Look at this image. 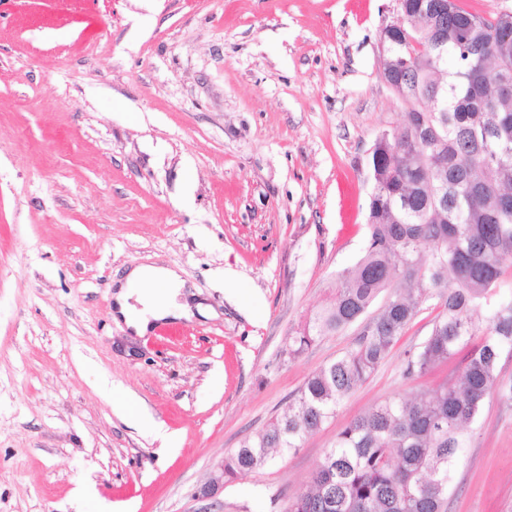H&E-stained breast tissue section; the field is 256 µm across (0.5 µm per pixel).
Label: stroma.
Returning a JSON list of instances; mask_svg holds the SVG:
<instances>
[{"label":"stroma","mask_w":512,"mask_h":512,"mask_svg":"<svg viewBox=\"0 0 512 512\" xmlns=\"http://www.w3.org/2000/svg\"><path fill=\"white\" fill-rule=\"evenodd\" d=\"M397 9L0 0V512H201L216 465L353 346L355 326L285 352L362 255L370 152L405 112L379 74ZM152 264L213 317L115 321L112 283ZM434 315L215 512H282L346 422L457 375L402 376ZM452 486L448 512H512V404L486 398Z\"/></svg>","instance_id":"obj_1"}]
</instances>
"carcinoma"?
I'll list each match as a JSON object with an SVG mask.
<instances>
[{
	"label": "carcinoma",
	"instance_id": "cac0c4a2",
	"mask_svg": "<svg viewBox=\"0 0 512 512\" xmlns=\"http://www.w3.org/2000/svg\"><path fill=\"white\" fill-rule=\"evenodd\" d=\"M414 25L395 32L397 91L415 112L370 156L367 239L319 311L288 340V356L361 321L354 345L307 378L282 415L224 457V480L299 448L376 372L429 303L439 312L403 375L462 369L410 398L347 422L308 485L282 512H448L451 474L485 399L512 401L501 380L512 355V24L452 0H407ZM485 68L476 88L470 73ZM454 287H448V282ZM383 296L376 315L369 310Z\"/></svg>",
	"mask_w": 512,
	"mask_h": 512
}]
</instances>
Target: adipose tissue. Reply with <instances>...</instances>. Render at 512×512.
I'll use <instances>...</instances> for the list:
<instances>
[{"mask_svg":"<svg viewBox=\"0 0 512 512\" xmlns=\"http://www.w3.org/2000/svg\"><path fill=\"white\" fill-rule=\"evenodd\" d=\"M185 287L176 270L165 266H136L113 295L115 319L136 335H146L156 323L210 317L211 307L178 303Z\"/></svg>","mask_w":512,"mask_h":512,"instance_id":"obj_1","label":"adipose tissue"}]
</instances>
